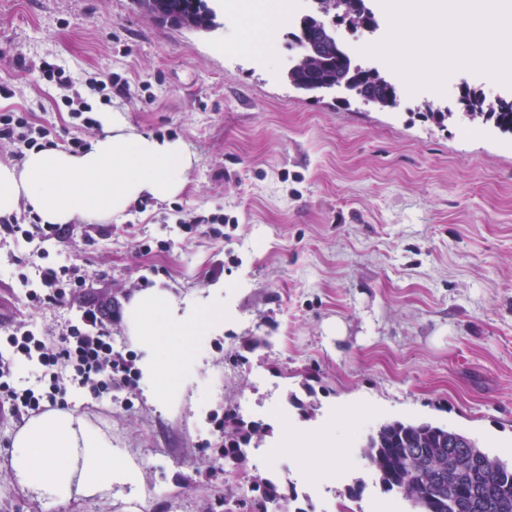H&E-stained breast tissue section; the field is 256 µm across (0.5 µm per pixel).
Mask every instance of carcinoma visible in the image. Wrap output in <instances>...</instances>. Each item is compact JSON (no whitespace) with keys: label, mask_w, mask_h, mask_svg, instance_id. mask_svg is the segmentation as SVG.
I'll return each mask as SVG.
<instances>
[{"label":"carcinoma","mask_w":512,"mask_h":512,"mask_svg":"<svg viewBox=\"0 0 512 512\" xmlns=\"http://www.w3.org/2000/svg\"><path fill=\"white\" fill-rule=\"evenodd\" d=\"M159 23L209 31L218 26L216 11L207 0H141ZM317 9L300 19L304 32L295 35L300 54L288 67V84L304 94H321L342 88L379 108L396 104L397 87L377 69L353 62L339 43L330 21H349L353 29H372L375 18L364 0H316ZM466 116L512 132V100L486 105L476 95L468 97ZM228 408L224 411V458L245 457L243 447L259 433ZM362 453L379 475L384 490L402 494L417 512H476L474 499L482 495L496 503L495 512H512V465L490 456L470 438L430 423L393 420L368 436ZM263 496L242 503L247 512H267L268 504L284 498L271 478L256 475Z\"/></svg>","instance_id":"1"}]
</instances>
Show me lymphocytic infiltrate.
Masks as SVG:
<instances>
[{
    "mask_svg": "<svg viewBox=\"0 0 512 512\" xmlns=\"http://www.w3.org/2000/svg\"><path fill=\"white\" fill-rule=\"evenodd\" d=\"M41 69L48 81L64 90L63 103L69 107L71 117L79 120L83 128H92L91 107L65 69L46 61ZM49 134V128L30 122L25 112L0 113V143L12 145L15 157L47 147ZM29 263L35 269L36 285L25 292L24 298L31 306L55 305L68 291L88 285L89 274L80 266L43 265L35 253ZM112 315L108 307L86 309L80 322L53 343L25 322L0 321V334L9 347L8 354H0V417L21 423L52 410L59 405V394L73 385L85 389L96 401L131 389L136 377L134 357L114 349ZM23 364L39 369L36 385L15 384L14 377Z\"/></svg>",
    "mask_w": 512,
    "mask_h": 512,
    "instance_id": "obj_1",
    "label": "lymphocytic infiltrate"
}]
</instances>
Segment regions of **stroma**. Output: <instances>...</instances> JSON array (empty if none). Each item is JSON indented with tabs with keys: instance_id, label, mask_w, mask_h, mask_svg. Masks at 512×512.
Wrapping results in <instances>:
<instances>
[{
	"instance_id": "35a3bbf8",
	"label": "stroma",
	"mask_w": 512,
	"mask_h": 512,
	"mask_svg": "<svg viewBox=\"0 0 512 512\" xmlns=\"http://www.w3.org/2000/svg\"><path fill=\"white\" fill-rule=\"evenodd\" d=\"M224 3L209 0L220 29L199 32L159 25L137 0H0V79L15 91L0 111L29 112L59 145L90 142L98 129L71 123L40 62L78 80L123 77L134 94L91 95L94 118L123 113L196 159L180 194L132 204L93 238L41 242L47 264L90 273L60 305L20 301L30 248L0 233V312L57 335L93 305L224 284V331L197 342L174 394L152 401L139 385L78 408L135 483L46 508L13 474L16 425L0 424V512H224L225 487L252 500L257 473L279 477L288 512H412L362 453L392 420L459 431L512 462V133L400 77L385 109L340 88L300 94L285 74L311 0L266 5L281 23L243 53L227 48L239 15ZM214 214L219 234L185 231ZM228 408L264 429L241 468L212 423ZM311 455L334 461L337 480L309 469Z\"/></svg>"
}]
</instances>
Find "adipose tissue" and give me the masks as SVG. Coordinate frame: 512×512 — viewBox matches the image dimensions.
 <instances>
[{
	"label": "adipose tissue",
	"mask_w": 512,
	"mask_h": 512,
	"mask_svg": "<svg viewBox=\"0 0 512 512\" xmlns=\"http://www.w3.org/2000/svg\"><path fill=\"white\" fill-rule=\"evenodd\" d=\"M240 13L237 47L263 46L273 29L262 0H244ZM192 166L182 142L135 132L116 112L86 151L52 147L29 152L19 169L0 164V215L13 214L24 201L46 224L117 219L139 198L165 200L181 192ZM127 320L143 347L145 388L161 398L174 390L197 339L223 331L224 299L211 294L182 304L161 291L140 292L129 302ZM13 448L19 483L54 504L92 498L110 492L113 483L136 479L111 442L69 410L30 421Z\"/></svg>",
	"instance_id": "adipose-tissue-1"
}]
</instances>
